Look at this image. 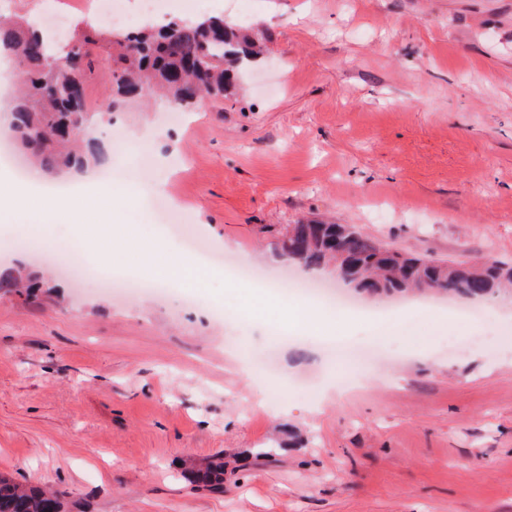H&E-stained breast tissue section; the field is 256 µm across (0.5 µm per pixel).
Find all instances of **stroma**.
<instances>
[{
  "label": "stroma",
  "mask_w": 512,
  "mask_h": 512,
  "mask_svg": "<svg viewBox=\"0 0 512 512\" xmlns=\"http://www.w3.org/2000/svg\"><path fill=\"white\" fill-rule=\"evenodd\" d=\"M96 0H11L91 20ZM265 44L234 96L166 120L140 100L100 124L148 138L153 164L113 162L127 223L170 229L181 209L212 253L272 276L333 275L274 246L289 224L355 225L403 252L512 265V0H213ZM65 227L0 216V273L41 277L0 293V472L86 512H512V292L493 318L423 306L340 314L309 336L288 307L237 321L249 287L110 295L14 247ZM373 353L332 404L286 394L253 412L256 371L316 384ZM270 457H258L260 449ZM226 462L224 489L190 471Z\"/></svg>",
  "instance_id": "stroma-1"
}]
</instances>
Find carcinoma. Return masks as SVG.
Masks as SVG:
<instances>
[{
	"label": "carcinoma",
	"mask_w": 512,
	"mask_h": 512,
	"mask_svg": "<svg viewBox=\"0 0 512 512\" xmlns=\"http://www.w3.org/2000/svg\"><path fill=\"white\" fill-rule=\"evenodd\" d=\"M101 41L112 50L113 94L107 110L90 114L85 90L94 74L91 47ZM1 44L24 63L12 107L14 139L33 162L55 173L107 162L91 129L111 119L115 108L150 95H173L185 106L204 95L222 98L260 53L249 28L217 17L135 30L88 25L66 36L62 53L35 23L20 18L0 21ZM286 233L298 263H333L339 273L348 270L346 280L354 288L374 297L431 290L473 300L512 286V269L496 260L450 263L383 251L352 225L290 224ZM193 478L211 491H224V459L196 469ZM0 512H74V505L56 492L0 475Z\"/></svg>",
	"instance_id": "carcinoma-1"
}]
</instances>
